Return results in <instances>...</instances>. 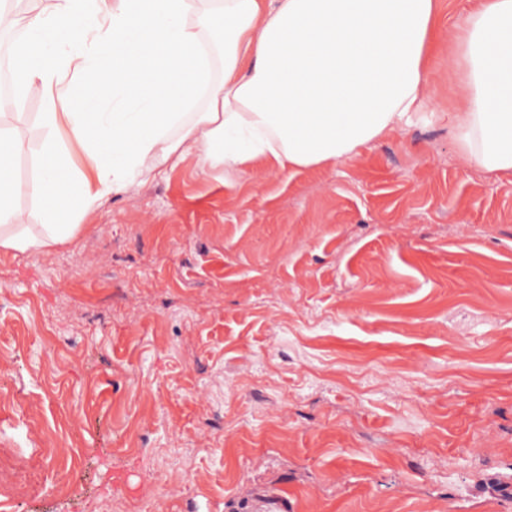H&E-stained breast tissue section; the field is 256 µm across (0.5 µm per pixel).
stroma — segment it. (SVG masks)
<instances>
[{
  "label": "stroma",
  "mask_w": 512,
  "mask_h": 512,
  "mask_svg": "<svg viewBox=\"0 0 512 512\" xmlns=\"http://www.w3.org/2000/svg\"><path fill=\"white\" fill-rule=\"evenodd\" d=\"M429 67L330 168L190 155L0 253V449L40 478L0 512H512V177L456 151L447 38ZM43 110L0 115L23 182Z\"/></svg>",
  "instance_id": "1"
}]
</instances>
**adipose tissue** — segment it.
Wrapping results in <instances>:
<instances>
[{
  "label": "adipose tissue",
  "mask_w": 512,
  "mask_h": 512,
  "mask_svg": "<svg viewBox=\"0 0 512 512\" xmlns=\"http://www.w3.org/2000/svg\"><path fill=\"white\" fill-rule=\"evenodd\" d=\"M438 0H54L26 25L0 8L20 91L40 94L45 151L20 183L26 146L0 134V250L70 241L102 199L194 155L200 170L264 176L334 164L426 111ZM454 139L465 161L512 176V0H471ZM79 85L55 102L66 73ZM88 159L73 170L67 143ZM41 209L40 230L16 206Z\"/></svg>",
  "instance_id": "adipose-tissue-1"
}]
</instances>
